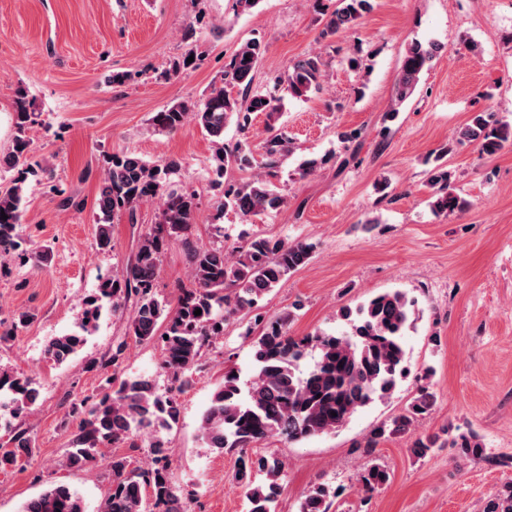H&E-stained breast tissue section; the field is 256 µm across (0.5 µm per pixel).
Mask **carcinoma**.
<instances>
[{
	"instance_id": "cac0c4a2",
	"label": "carcinoma",
	"mask_w": 512,
	"mask_h": 512,
	"mask_svg": "<svg viewBox=\"0 0 512 512\" xmlns=\"http://www.w3.org/2000/svg\"><path fill=\"white\" fill-rule=\"evenodd\" d=\"M373 8L372 0H338L321 30L324 40L338 39L360 25ZM442 50L436 43H411L403 56L396 84L394 104L388 118L395 119L398 105L410 98L421 74L431 67ZM265 47L258 40L242 44L224 65L228 85L249 90L254 70ZM325 61L318 54H308L293 61L273 90L256 92L238 99L224 89L213 87L199 103L173 105L155 113L152 126L161 133H174L188 117H193L212 138L216 178L214 187L222 190L215 204L219 211L233 209L243 217L278 210L287 202L271 182L253 178L239 183L223 181L227 169L240 171L254 165L249 144L224 146V127L235 122L239 130L250 128L252 115L271 116L285 97L307 99L321 87ZM39 123V113L27 100V91L17 89L13 113L14 138L6 156L8 165L17 170L13 185L0 191V252L19 249L18 228L24 213V166L31 151L30 130ZM457 139L475 143L481 153L493 155L512 144V124L500 122L493 114L478 112L459 129ZM261 150L269 162L290 151L284 132L269 128ZM182 162L168 159L149 163L132 153H114L100 188L97 220L100 245L111 244L112 215L125 212L135 220L138 207L154 199L162 200L157 221L138 242L134 259L121 274L102 282L98 295L86 300L78 329L51 339L47 357L56 364L67 362L92 333L100 320L103 303L119 311L134 307L128 334L140 341L158 339L162 346V369L171 387L158 392L155 382L144 376L112 378L108 391L92 403L87 417L79 423L65 466L83 469L102 461L101 444H129L145 433L153 435L150 452L153 465L133 466L124 455H112L105 461L112 476V487L99 512H185L177 489L172 484L163 461L170 457L171 442L162 436L179 421L181 408L176 394L196 370L203 349L224 335L222 325L234 317H246L260 300L289 274L306 265L313 246L286 242L263 236L245 241L235 259L230 260L220 248L206 247L194 239L195 195L173 188L172 177L179 174ZM432 189L430 206L434 213L448 215L467 206L455 191L452 173L444 163L429 172ZM180 241L191 269L193 286L183 288L176 306L171 308L153 291L161 255L169 240ZM415 300L400 290L376 295L356 310L340 311L350 330L329 334L317 332L293 336L288 326L290 315L248 324L244 336L252 339V368L246 381L235 369L224 372V381L210 399L200 421L204 445L219 453L238 450L235 478L244 489L247 512H276L281 493L282 465L275 458L253 457L248 450L270 437L288 441L319 436L336 431L360 408L390 397L399 383L410 375L403 345L407 328L413 323ZM201 315H194L196 309ZM313 362L304 364L307 357ZM431 368L416 375V392L404 410L375 427L361 447L370 454L379 444L393 437L410 440V454L421 459L442 447L441 436L417 431L435 404V393L428 379ZM40 390L28 377L0 369V408L17 418L38 400ZM12 447L0 451V470L15 467L29 455L32 439L23 432L11 438ZM464 453L491 463L504 460L485 454L482 443L473 435H461L448 441ZM265 476L257 483L255 477ZM389 480L388 471L373 464L361 476L365 491L371 492ZM336 491L326 484L313 485L301 501L299 512H331ZM21 512H84L81 496L65 484H53L28 500ZM482 512H512V485L487 501Z\"/></svg>"
}]
</instances>
